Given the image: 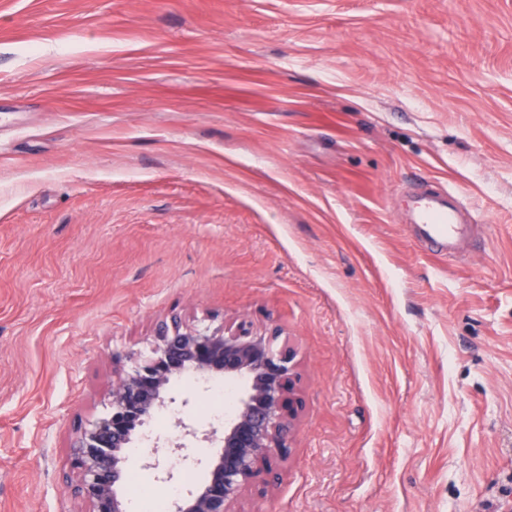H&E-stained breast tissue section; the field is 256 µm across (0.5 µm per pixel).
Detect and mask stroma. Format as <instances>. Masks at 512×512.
<instances>
[{"label": "stroma", "instance_id": "35a3bbf8", "mask_svg": "<svg viewBox=\"0 0 512 512\" xmlns=\"http://www.w3.org/2000/svg\"><path fill=\"white\" fill-rule=\"evenodd\" d=\"M175 316L297 351L236 512H512V0H0V512H86L72 444ZM447 192L431 186L416 202L409 234L433 253L452 260L462 256L472 239L474 225L446 200Z\"/></svg>", "mask_w": 512, "mask_h": 512}]
</instances>
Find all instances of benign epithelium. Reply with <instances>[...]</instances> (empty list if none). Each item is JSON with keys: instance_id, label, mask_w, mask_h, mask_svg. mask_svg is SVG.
<instances>
[{"instance_id": "obj_1", "label": "benign epithelium", "mask_w": 512, "mask_h": 512, "mask_svg": "<svg viewBox=\"0 0 512 512\" xmlns=\"http://www.w3.org/2000/svg\"><path fill=\"white\" fill-rule=\"evenodd\" d=\"M279 329L257 331L246 320L231 327L199 328L173 320L156 333L151 355L134 359L113 384L107 413L83 429L72 447L77 473L74 493L88 512H127L121 486L130 449L158 411L174 378L190 373L202 381L241 380L244 389L224 424L195 425L176 416L183 434L158 439L143 450L144 469L165 483L178 481L173 459L185 458L190 436L216 452L203 461L204 478L170 502V512H236L247 492L264 496L288 459L290 438L301 408L296 351L278 345Z\"/></svg>"}]
</instances>
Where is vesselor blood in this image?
<instances>
[{"label": "vessel or blood", "instance_id": "b4317fda", "mask_svg": "<svg viewBox=\"0 0 512 512\" xmlns=\"http://www.w3.org/2000/svg\"><path fill=\"white\" fill-rule=\"evenodd\" d=\"M408 232L433 253L452 260L466 252L474 226L448 203L445 190L432 187L418 197Z\"/></svg>", "mask_w": 512, "mask_h": 512}]
</instances>
